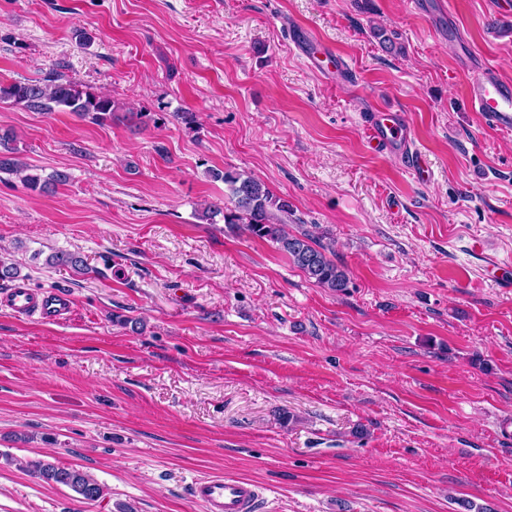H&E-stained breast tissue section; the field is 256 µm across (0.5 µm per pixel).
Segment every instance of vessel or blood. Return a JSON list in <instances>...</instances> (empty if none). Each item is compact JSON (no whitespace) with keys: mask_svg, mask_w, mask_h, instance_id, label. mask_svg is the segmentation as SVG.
Returning a JSON list of instances; mask_svg holds the SVG:
<instances>
[{"mask_svg":"<svg viewBox=\"0 0 512 512\" xmlns=\"http://www.w3.org/2000/svg\"><path fill=\"white\" fill-rule=\"evenodd\" d=\"M293 37L315 74L348 77V69L328 41L302 26L294 30ZM466 99L473 111L484 113L489 127L512 129V84L501 81L490 65H483L481 74L469 82ZM366 128L368 143L375 153L401 157L417 179L429 180L431 171L417 146L416 132L403 113L369 112ZM0 310L17 319L59 322L71 315L73 299L56 289L35 291L13 286L0 291ZM188 496L202 512H260L263 499L261 487L253 481L224 476L194 480Z\"/></svg>","mask_w":512,"mask_h":512,"instance_id":"1","label":"vessel or blood"}]
</instances>
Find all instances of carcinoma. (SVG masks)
Returning a JSON list of instances; mask_svg holds the SVG:
<instances>
[{"mask_svg": "<svg viewBox=\"0 0 512 512\" xmlns=\"http://www.w3.org/2000/svg\"><path fill=\"white\" fill-rule=\"evenodd\" d=\"M9 101L35 112H71L77 117L97 125L112 121L118 105L109 95L75 82L64 74L53 71L40 80L0 82V102ZM0 173L18 176L31 189L46 191L66 181L63 173L43 180L30 173V167L17 159L16 148L8 136H0ZM215 179L224 180L230 207L206 209L202 218L211 221L223 214L224 223L240 224L250 235L277 245L305 276L321 288L331 292H344L349 287L347 271L327 255V248L316 243L306 233L290 234L288 219L295 215L293 204L284 196L272 192L263 182L245 173L211 172ZM57 268L86 266L80 257L57 252L49 259ZM27 471L47 483L64 485L86 501L106 498L108 490L91 475L77 468L57 466L44 459L27 462Z\"/></svg>", "mask_w": 512, "mask_h": 512, "instance_id": "carcinoma-1", "label": "carcinoma"}]
</instances>
